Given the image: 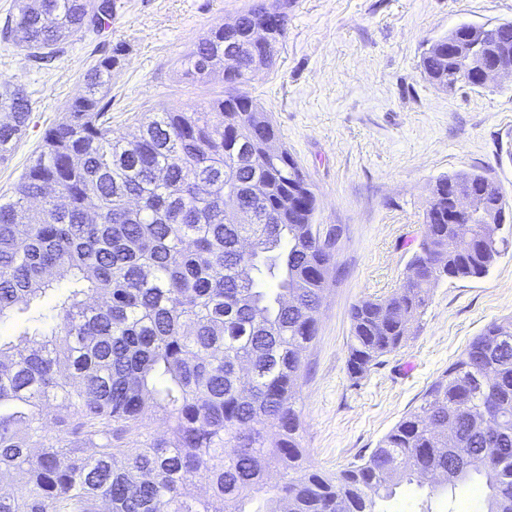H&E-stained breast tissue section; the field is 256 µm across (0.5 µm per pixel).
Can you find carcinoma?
<instances>
[{
    "mask_svg": "<svg viewBox=\"0 0 512 512\" xmlns=\"http://www.w3.org/2000/svg\"><path fill=\"white\" fill-rule=\"evenodd\" d=\"M113 6L15 0L0 40L40 68L78 31L105 29ZM262 24L269 35L253 50ZM287 25L256 3L237 27L199 38L180 72L236 84L273 63ZM482 34L512 58V30ZM115 64L84 73L83 93L0 202V326L24 313L35 322L0 341V512H384L397 488L436 470L450 489L483 477L485 512H512V316L474 337L368 456L314 468L296 404L335 231L313 223L316 195L288 148L263 147L279 136L249 95L163 108L127 138L109 112ZM422 68L442 89L474 85L445 45ZM31 112L23 85L0 88L1 159ZM479 177L431 189L409 263L427 278L351 308L352 376L416 334L436 283L483 278L497 262L504 225L448 222V181L477 194ZM226 202L238 223H224Z\"/></svg>",
    "mask_w": 512,
    "mask_h": 512,
    "instance_id": "1",
    "label": "carcinoma"
}]
</instances>
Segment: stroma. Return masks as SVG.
Segmentation results:
<instances>
[{"instance_id":"1","label":"stroma","mask_w":512,"mask_h":512,"mask_svg":"<svg viewBox=\"0 0 512 512\" xmlns=\"http://www.w3.org/2000/svg\"><path fill=\"white\" fill-rule=\"evenodd\" d=\"M255 0H115L111 24L75 36L51 66L33 67L0 43V85L25 84L29 126L0 161L11 195L47 129L78 96L95 59L113 55L112 128L133 133L164 107L204 108L222 73L181 77L180 57ZM512 22V0H288L272 66L241 83L271 117L317 196L315 223L335 227L336 271L316 313L317 336L300 383L302 446L333 472L368 454L491 322L512 316V243L481 279L431 290L417 334L362 377L348 371L349 310L404 281L436 179L481 172L512 202V79L493 89H440L424 75L429 44L462 23Z\"/></svg>"}]
</instances>
